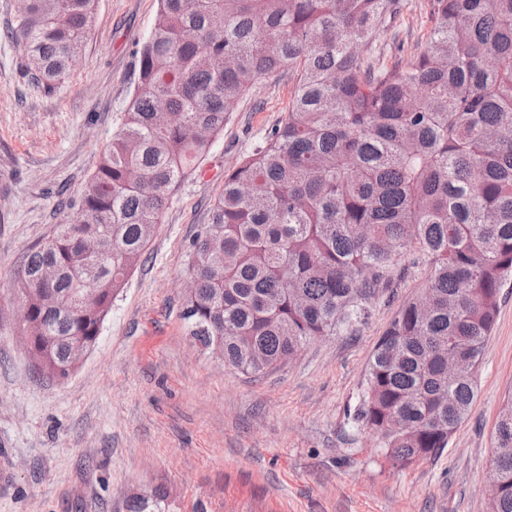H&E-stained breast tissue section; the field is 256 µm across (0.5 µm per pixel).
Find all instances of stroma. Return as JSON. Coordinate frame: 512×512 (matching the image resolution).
I'll return each instance as SVG.
<instances>
[{
    "label": "stroma",
    "mask_w": 512,
    "mask_h": 512,
    "mask_svg": "<svg viewBox=\"0 0 512 512\" xmlns=\"http://www.w3.org/2000/svg\"><path fill=\"white\" fill-rule=\"evenodd\" d=\"M20 6L0 0V512H128L158 488L163 512H487L493 427L512 390V279L468 418L441 454L405 468L352 415L377 341L426 281L412 256L359 331L314 340L261 377L224 367L184 329L191 243L225 172L284 117L288 71L231 112L87 358L63 379L36 373L17 339L14 276L69 222V202L121 125L159 0H99L78 67L42 89L20 78L24 48L6 33Z\"/></svg>",
    "instance_id": "obj_1"
}]
</instances>
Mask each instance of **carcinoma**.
<instances>
[{"mask_svg": "<svg viewBox=\"0 0 512 512\" xmlns=\"http://www.w3.org/2000/svg\"><path fill=\"white\" fill-rule=\"evenodd\" d=\"M98 0H22V78L70 76ZM406 0H159L120 128L73 219L18 270L39 374L65 378L93 350L112 302L180 183L237 103L288 70L281 122L224 174L191 244L181 319L224 364L263 375L309 342L357 330L406 252L422 292L378 340L353 419L395 466L448 447L475 399L484 343L512 276V0H428L424 48L374 58ZM99 250L88 254L84 243ZM54 278L43 283L45 268ZM460 359L448 378L445 353ZM489 512H512V393L494 425ZM164 495L130 512H162Z\"/></svg>", "mask_w": 512, "mask_h": 512, "instance_id": "cac0c4a2", "label": "carcinoma"}]
</instances>
